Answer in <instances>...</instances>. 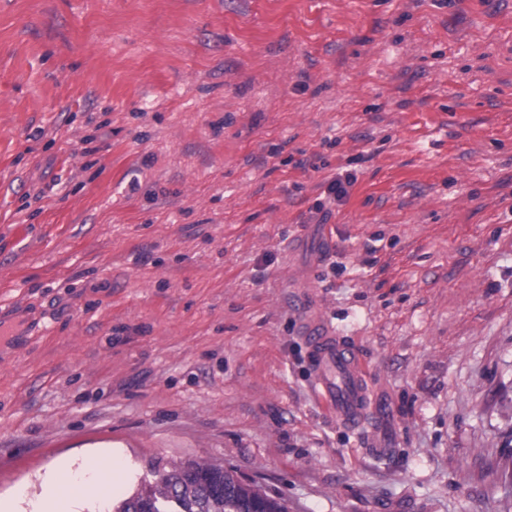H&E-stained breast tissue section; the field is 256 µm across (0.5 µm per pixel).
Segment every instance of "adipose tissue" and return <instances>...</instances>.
Segmentation results:
<instances>
[{"instance_id":"obj_1","label":"adipose tissue","mask_w":512,"mask_h":512,"mask_svg":"<svg viewBox=\"0 0 512 512\" xmlns=\"http://www.w3.org/2000/svg\"><path fill=\"white\" fill-rule=\"evenodd\" d=\"M123 477L118 456L89 455L76 467L66 468L51 476L40 499L38 512H73L75 496L63 494L61 488L69 484L80 488L93 487L101 495H110Z\"/></svg>"}]
</instances>
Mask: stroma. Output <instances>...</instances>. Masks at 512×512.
I'll return each mask as SVG.
<instances>
[{
    "label": "stroma",
    "mask_w": 512,
    "mask_h": 512,
    "mask_svg": "<svg viewBox=\"0 0 512 512\" xmlns=\"http://www.w3.org/2000/svg\"><path fill=\"white\" fill-rule=\"evenodd\" d=\"M115 452L512 512V0H0V498ZM330 333L319 319L303 327L311 353L314 389L337 421L355 427L363 420L368 404L365 366L350 344Z\"/></svg>",
    "instance_id": "1"
}]
</instances>
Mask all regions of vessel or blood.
Segmentation results:
<instances>
[{"mask_svg":"<svg viewBox=\"0 0 512 512\" xmlns=\"http://www.w3.org/2000/svg\"><path fill=\"white\" fill-rule=\"evenodd\" d=\"M312 378L318 398L337 421L347 427L360 424L368 404L365 366L356 350L342 337L331 335L321 321L306 322Z\"/></svg>","mask_w":512,"mask_h":512,"instance_id":"1","label":"vessel or blood"}]
</instances>
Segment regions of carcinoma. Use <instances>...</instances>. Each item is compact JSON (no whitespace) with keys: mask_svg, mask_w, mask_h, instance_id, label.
Returning a JSON list of instances; mask_svg holds the SVG:
<instances>
[{"mask_svg":"<svg viewBox=\"0 0 512 512\" xmlns=\"http://www.w3.org/2000/svg\"><path fill=\"white\" fill-rule=\"evenodd\" d=\"M152 474L153 482L112 512H288L284 503L222 467L188 462L168 470L157 461Z\"/></svg>","mask_w":512,"mask_h":512,"instance_id":"cac0c4a2","label":"carcinoma"}]
</instances>
